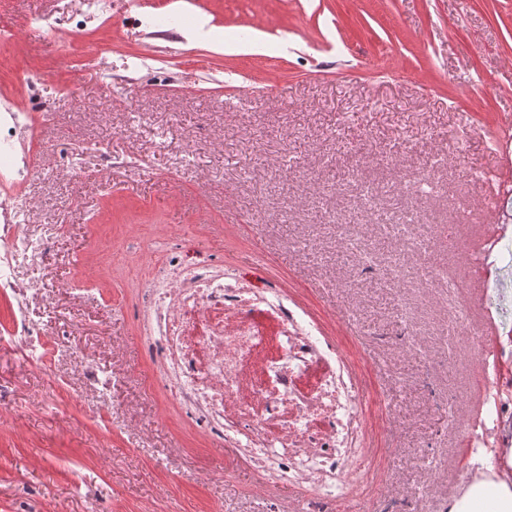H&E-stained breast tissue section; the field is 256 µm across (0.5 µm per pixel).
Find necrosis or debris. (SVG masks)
Here are the masks:
<instances>
[{
    "label": "necrosis or debris",
    "instance_id": "4bbe7bcc",
    "mask_svg": "<svg viewBox=\"0 0 512 512\" xmlns=\"http://www.w3.org/2000/svg\"><path fill=\"white\" fill-rule=\"evenodd\" d=\"M130 21L141 26L149 17L131 6L118 9L115 0H79L68 29L45 15L35 19L73 50L89 23L111 28ZM50 117L44 109L0 113V290L16 296L17 331L26 338L40 335L42 326L27 306L32 283L19 276L18 258L30 251L49 266L53 242L23 234L19 217L36 170L35 129ZM148 297L155 322L149 352L160 374L171 375L169 389L184 415L218 439L244 434L241 454L312 487L310 512H335L339 496L324 480H354L350 450L361 424L357 393L335 346L314 333L293 303L270 293L252 303L239 281L214 277L203 261L192 263L186 278L149 289ZM509 428L512 374H505L495 378L482 432L469 446H501Z\"/></svg>",
    "mask_w": 512,
    "mask_h": 512
}]
</instances>
